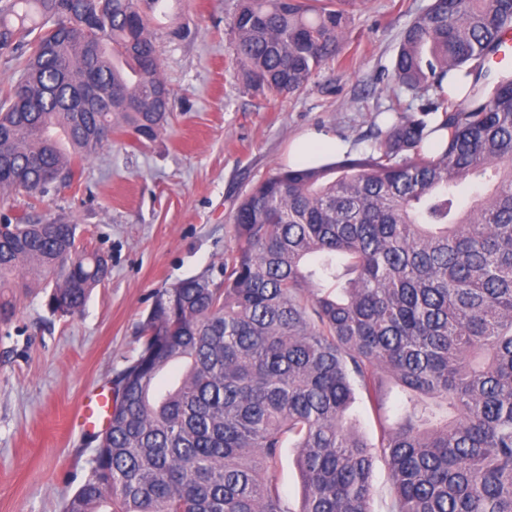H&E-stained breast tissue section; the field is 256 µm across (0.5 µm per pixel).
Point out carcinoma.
Here are the masks:
<instances>
[{
    "instance_id": "obj_1",
    "label": "carcinoma",
    "mask_w": 512,
    "mask_h": 512,
    "mask_svg": "<svg viewBox=\"0 0 512 512\" xmlns=\"http://www.w3.org/2000/svg\"><path fill=\"white\" fill-rule=\"evenodd\" d=\"M356 5L241 0L234 61L252 89L299 94L340 56ZM511 30L512 0H432L391 67L411 102L387 108L373 150L260 179L229 218L222 280L153 292L63 512H369L379 457L387 512H512V71L488 66ZM0 49L17 73L0 87L1 188L40 202L46 174L70 185L112 134L144 145L170 123L138 0H0ZM90 80L112 111H79ZM488 173L461 205L460 186ZM108 276L73 224H0V289L48 288L65 317ZM357 389L375 444L346 417ZM289 440L297 510L278 479Z\"/></svg>"
}]
</instances>
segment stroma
Instances as JSON below:
<instances>
[{
	"instance_id": "35a3bbf8",
	"label": "stroma",
	"mask_w": 512,
	"mask_h": 512,
	"mask_svg": "<svg viewBox=\"0 0 512 512\" xmlns=\"http://www.w3.org/2000/svg\"><path fill=\"white\" fill-rule=\"evenodd\" d=\"M431 0H363L339 60L285 99L250 89L231 51L239 0H161L153 11L173 119L146 146L113 136L82 164L79 183L32 205L13 193L0 220L65 221L111 273L81 312L52 316L42 289L18 295L0 321V512H61L84 482L97 443L74 422L92 391L137 356L155 289L218 277L234 244L229 217L258 179L287 166L294 138L316 130L370 153L387 125L385 74L407 25Z\"/></svg>"
}]
</instances>
